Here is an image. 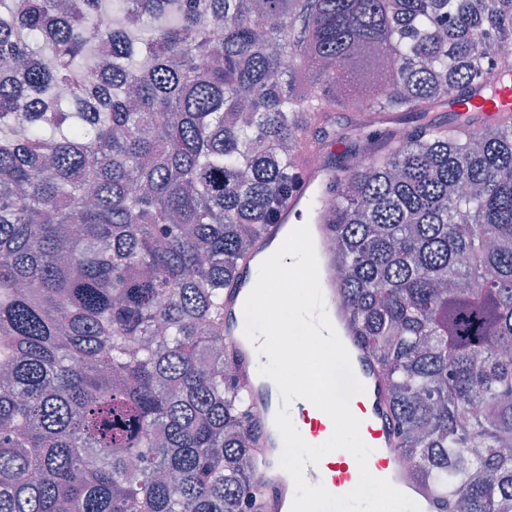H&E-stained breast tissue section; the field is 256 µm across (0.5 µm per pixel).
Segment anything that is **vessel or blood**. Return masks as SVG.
I'll use <instances>...</instances> for the list:
<instances>
[{
	"label": "vessel or blood",
	"mask_w": 512,
	"mask_h": 512,
	"mask_svg": "<svg viewBox=\"0 0 512 512\" xmlns=\"http://www.w3.org/2000/svg\"><path fill=\"white\" fill-rule=\"evenodd\" d=\"M451 109L455 112H481L491 118L512 112V68L502 70L494 82L481 84L469 100L452 104ZM332 180L333 172L328 167L304 169L299 190L280 212L277 222L267 226L256 245L258 252L267 253L270 244L282 242L285 228L293 226L304 215L310 191L319 185L329 186ZM317 218L312 238L319 250V279L325 309L349 351L355 376L364 386L355 405L362 415L360 435L372 449L368 467L416 502L421 512H451L452 494L448 489L422 483L399 465L400 450L388 404L387 382L365 347L358 324L336 281V256L330 248L334 219L331 196H324ZM241 303L239 289L227 291L224 296V343L231 349L237 363L239 385L249 396L258 440L254 462L264 484L261 508L262 512H291L295 486L290 475L280 466L283 442L274 424V416L284 404L278 389L259 373L263 357L258 356L252 343L239 330ZM310 406V401L298 399L289 407L293 421L308 423L309 442L315 445L326 426L321 419L309 417ZM357 472L356 460L344 450L328 453L318 465L305 468V476L311 484L330 489L350 487Z\"/></svg>",
	"instance_id": "1"
}]
</instances>
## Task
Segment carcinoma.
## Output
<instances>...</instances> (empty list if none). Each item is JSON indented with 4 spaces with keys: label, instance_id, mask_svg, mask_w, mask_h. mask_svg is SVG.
Segmentation results:
<instances>
[{
    "label": "carcinoma",
    "instance_id": "carcinoma-1",
    "mask_svg": "<svg viewBox=\"0 0 512 512\" xmlns=\"http://www.w3.org/2000/svg\"><path fill=\"white\" fill-rule=\"evenodd\" d=\"M107 13L112 22L98 23ZM512 0H0V512H259L224 289L336 114L339 284L401 456L512 512ZM449 110L484 112L491 118H496L504 112H512V68L502 70L493 83L481 84L469 100L454 103ZM447 111L445 109L439 112H430L429 115L435 121L445 123L453 119L456 114ZM341 113L349 118L350 127L346 129L344 133H349L350 136H354L356 133L372 135V132L379 128L395 130L412 125L411 121H414L409 120L410 117L406 116V114L402 112H382L370 117L363 116V119L360 122L351 123L350 116L353 112Z\"/></svg>",
    "mask_w": 512,
    "mask_h": 512
}]
</instances>
